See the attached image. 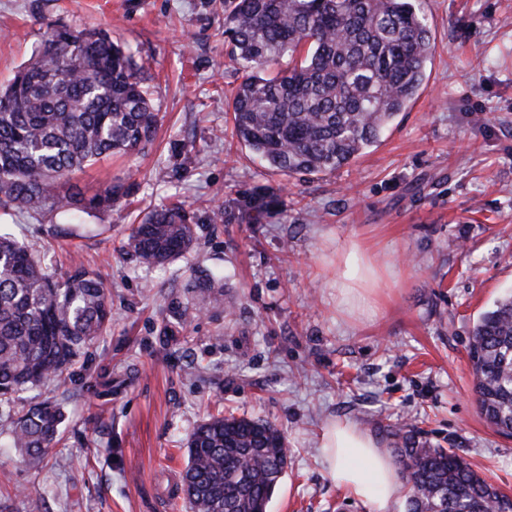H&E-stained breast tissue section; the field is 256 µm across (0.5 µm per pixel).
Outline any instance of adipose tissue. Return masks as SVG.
<instances>
[{
    "mask_svg": "<svg viewBox=\"0 0 512 512\" xmlns=\"http://www.w3.org/2000/svg\"><path fill=\"white\" fill-rule=\"evenodd\" d=\"M330 481L361 500L371 512H387L401 485L393 462L369 432L348 422H331L318 438Z\"/></svg>",
    "mask_w": 512,
    "mask_h": 512,
    "instance_id": "obj_1",
    "label": "adipose tissue"
}]
</instances>
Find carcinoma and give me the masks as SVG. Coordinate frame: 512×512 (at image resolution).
I'll return each instance as SVG.
<instances>
[{"label": "carcinoma", "instance_id": "carcinoma-1", "mask_svg": "<svg viewBox=\"0 0 512 512\" xmlns=\"http://www.w3.org/2000/svg\"><path fill=\"white\" fill-rule=\"evenodd\" d=\"M224 42L239 74L231 103L239 141L291 178L333 171L373 146L414 98L431 53L417 0H224ZM293 67L265 77L283 58ZM158 110L144 66L102 29L52 28L34 57L0 90V209L15 217L52 212L68 224L128 196L131 176L89 195L75 175L118 153L153 144ZM270 195L238 204L262 224ZM196 217L182 202L153 206L119 248L146 268L187 253ZM204 304H224L222 278H191ZM112 324L109 289L77 263L59 280L40 256L0 231V404L60 379ZM477 403L512 435V293L485 311L468 346ZM64 412L41 402L11 415L10 446L31 467L57 441ZM409 485L406 512H512V496L479 475L454 448L392 430ZM181 473L187 512H267L288 468L274 425L212 416L187 441Z\"/></svg>", "mask_w": 512, "mask_h": 512}]
</instances>
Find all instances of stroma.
Listing matches in <instances>:
<instances>
[{
    "label": "stroma",
    "instance_id": "35a3bbf8",
    "mask_svg": "<svg viewBox=\"0 0 512 512\" xmlns=\"http://www.w3.org/2000/svg\"><path fill=\"white\" fill-rule=\"evenodd\" d=\"M432 35L420 95L350 164L284 177L232 133L238 83L224 0H0V84L47 30L102 28L146 65L160 109L151 149L96 165L95 191L134 171L127 200L83 216L74 237L47 214L11 228L52 272L86 263L111 287L112 325L61 381L14 397L66 412L39 467L0 418V512H184L185 442L224 411L281 428L290 464L269 512H369L326 477L317 438L330 419L370 432L418 423L512 496V438L480 414L467 345L480 315L512 292V0H422ZM267 192L266 223L235 203ZM197 217L193 249L145 269L117 249L134 208L169 199ZM224 221L208 223L215 207ZM360 243L385 287L366 317L336 293L338 259ZM224 275L223 308L178 320L192 271ZM84 456H75L78 448Z\"/></svg>",
    "mask_w": 512,
    "mask_h": 512
}]
</instances>
